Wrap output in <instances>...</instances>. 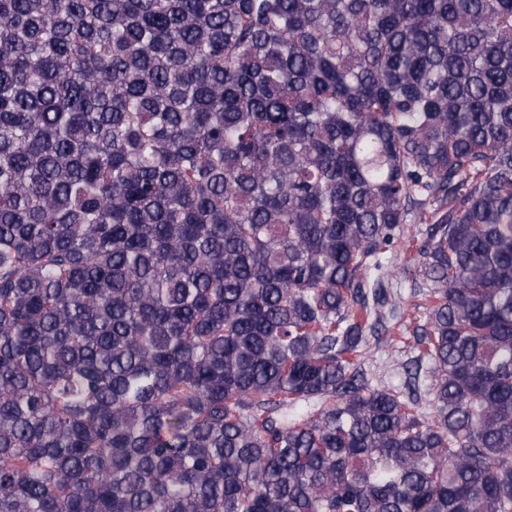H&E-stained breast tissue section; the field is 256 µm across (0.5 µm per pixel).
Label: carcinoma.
Segmentation results:
<instances>
[{"mask_svg":"<svg viewBox=\"0 0 512 512\" xmlns=\"http://www.w3.org/2000/svg\"><path fill=\"white\" fill-rule=\"evenodd\" d=\"M0 512H512V0H0ZM404 263L403 254L394 256L391 258V262L388 267L389 275L392 277L393 283L400 285L402 284V303H401V315L404 316V322L411 323L410 329H413L418 324L424 323V315L421 314L422 309H418L415 305L420 304L421 297L416 294L413 295L414 288L411 285V275H406L403 271L402 264ZM417 318V319H416ZM400 347L402 346L395 345L379 351L375 350L373 357L366 362L369 373L393 385L402 383L404 381L402 366L410 355L401 352Z\"/></svg>","mask_w":512,"mask_h":512,"instance_id":"obj_1","label":"carcinoma"}]
</instances>
